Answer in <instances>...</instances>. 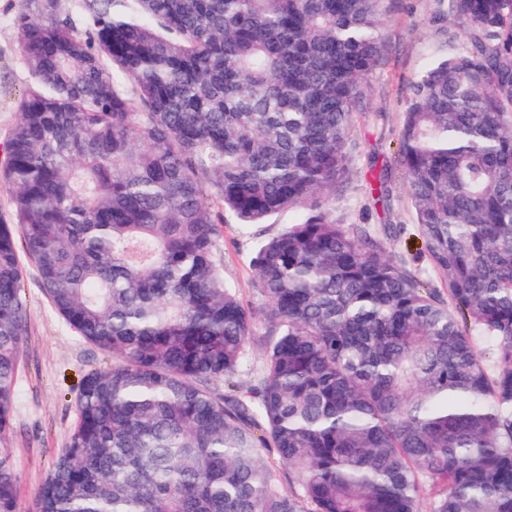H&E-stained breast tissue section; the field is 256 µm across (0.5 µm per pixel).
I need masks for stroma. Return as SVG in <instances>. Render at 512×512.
I'll return each instance as SVG.
<instances>
[{"mask_svg":"<svg viewBox=\"0 0 512 512\" xmlns=\"http://www.w3.org/2000/svg\"><path fill=\"white\" fill-rule=\"evenodd\" d=\"M387 6L384 57L368 80V106L353 119L354 173L327 209L337 223L366 227L393 260L432 282L436 276L419 253L415 212L396 157L409 83L434 56L462 51L464 39L448 18V0H387ZM18 7L19 0H0V163L17 119L16 103L31 84L13 23ZM383 170L388 192L380 196L374 178ZM299 220L295 210L272 215L263 224H240L225 215L224 277L244 303H261L251 265L259 243ZM20 265L27 343L17 377L10 446L22 475L20 501L28 508L77 420L83 377L111 367L112 356L81 341L58 314L32 258L21 255Z\"/></svg>","mask_w":512,"mask_h":512,"instance_id":"1","label":"stroma"}]
</instances>
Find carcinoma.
Instances as JSON below:
<instances>
[{
    "mask_svg": "<svg viewBox=\"0 0 512 512\" xmlns=\"http://www.w3.org/2000/svg\"><path fill=\"white\" fill-rule=\"evenodd\" d=\"M21 0L32 83L0 224V512L26 342L19 251L112 354L29 512H512V0H448L462 52L411 82L399 162L421 281L329 218L385 51L386 0ZM242 224L298 210L224 282ZM261 372L237 380L255 323ZM288 468L272 470L266 453ZM216 211L224 215V239L221 245V260L224 262L226 282L236 288L245 304L260 305L261 297L253 288L254 273L251 260L259 243L267 237L286 229L288 224L300 220L297 210H288L270 216L267 224H237V220L224 208L215 204Z\"/></svg>",
    "mask_w": 512,
    "mask_h": 512,
    "instance_id": "carcinoma-1",
    "label": "carcinoma"
}]
</instances>
